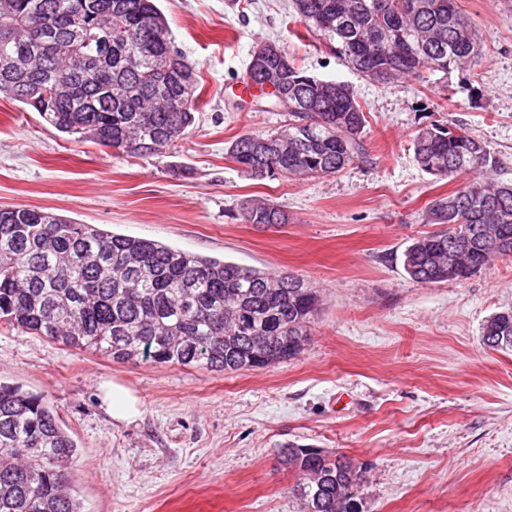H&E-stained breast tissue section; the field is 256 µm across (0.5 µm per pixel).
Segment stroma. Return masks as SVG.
Here are the masks:
<instances>
[{
	"mask_svg": "<svg viewBox=\"0 0 512 512\" xmlns=\"http://www.w3.org/2000/svg\"><path fill=\"white\" fill-rule=\"evenodd\" d=\"M175 46L198 71L187 135L148 159L76 142L0 96V208L38 207L81 224L203 257L302 278L320 296L296 358L217 372L119 363L0 323V383L55 408L78 455L83 512H300L290 444L342 453L365 471L362 512H512V351L481 341L512 308V259L461 282L411 279L403 252L431 232L432 200L459 187L423 171L413 135L460 124L512 181V0H457L482 57L449 73L378 84L308 33L292 0H159ZM275 42L307 74L352 85L368 123L367 159L326 177L254 179L232 140L288 122L242 94L254 47ZM286 212L266 228L245 200ZM139 414L113 418L102 387ZM240 219L245 224L266 227L286 223L283 210L267 199L246 200L240 210Z\"/></svg>",
	"mask_w": 512,
	"mask_h": 512,
	"instance_id": "stroma-1",
	"label": "stroma"
}]
</instances>
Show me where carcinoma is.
<instances>
[{
    "label": "carcinoma",
    "instance_id": "cac0c4a2",
    "mask_svg": "<svg viewBox=\"0 0 512 512\" xmlns=\"http://www.w3.org/2000/svg\"><path fill=\"white\" fill-rule=\"evenodd\" d=\"M0 11V93L61 133L133 158L157 155L195 120L196 74L172 41L156 0H9ZM293 0L306 29L329 41L348 67L378 83L448 73L481 54V37L456 0ZM288 74L285 101L265 89ZM248 82L288 111L274 134L245 133L227 148L251 178L330 176L367 159L365 112L353 88L308 75L282 50L249 62ZM414 158L438 179L473 175L431 201L428 233L403 253L420 282L460 281L512 257V184L496 178L498 154L451 128L420 127ZM245 224L286 223L267 199L242 204ZM467 229L459 239L456 226ZM319 295L303 279L202 257L153 240L78 224L40 208H0V322L116 362L150 360L233 372L298 356ZM483 344L512 349V310L491 315ZM77 444L41 396L0 384V512H82L70 470ZM292 493L301 512H350L364 475L345 454L290 445Z\"/></svg>",
    "mask_w": 512,
    "mask_h": 512
}]
</instances>
